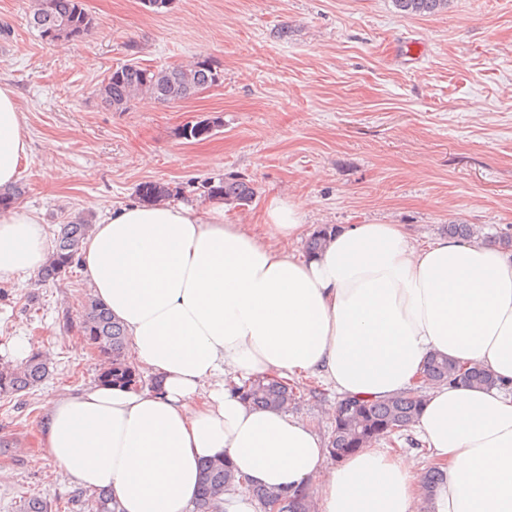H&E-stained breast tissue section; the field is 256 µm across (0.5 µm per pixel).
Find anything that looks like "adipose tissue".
<instances>
[{
  "label": "adipose tissue",
  "mask_w": 512,
  "mask_h": 512,
  "mask_svg": "<svg viewBox=\"0 0 512 512\" xmlns=\"http://www.w3.org/2000/svg\"><path fill=\"white\" fill-rule=\"evenodd\" d=\"M29 151L13 90L0 84V189ZM264 232L225 223L224 201L130 204L95 225L81 264L160 389L91 383L55 398L42 426L54 463L109 489L118 512H189L204 460H229L225 512H252L250 485L311 488L318 512H512V254L399 224H352L314 256L303 203L272 201ZM37 218L0 212V277L37 275ZM434 354L491 371L493 388L439 385L413 430L443 473L425 495L413 455L368 447L337 461L287 409L238 389L257 377L316 376L339 396L384 400L416 386Z\"/></svg>",
  "instance_id": "obj_1"
}]
</instances>
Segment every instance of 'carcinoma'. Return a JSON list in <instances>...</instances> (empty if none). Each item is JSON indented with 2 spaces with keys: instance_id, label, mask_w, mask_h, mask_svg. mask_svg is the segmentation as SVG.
<instances>
[{
  "instance_id": "1",
  "label": "carcinoma",
  "mask_w": 512,
  "mask_h": 512,
  "mask_svg": "<svg viewBox=\"0 0 512 512\" xmlns=\"http://www.w3.org/2000/svg\"><path fill=\"white\" fill-rule=\"evenodd\" d=\"M398 10L406 15L433 14L448 6V0H394ZM29 24L46 33L52 19L64 21L56 29V39L74 42L84 38L95 28V18L83 7L82 0H30ZM220 67L214 61L203 67L169 66L151 69L137 62L116 67L104 79L100 88L101 100L117 112H126L143 98L160 104H170L190 98L198 86L212 84L214 73ZM223 126V118L213 116L184 125L180 136L188 141L205 139ZM208 196H221L225 201L246 204L252 201L254 189L238 178H220L207 182ZM137 193L142 202L153 204L168 200L182 193V189L166 182H145ZM90 225L74 218L59 225L52 252L38 273L44 283L55 282L78 264L84 240ZM333 227H323L314 233L307 243V252L314 255L326 245ZM448 235L466 239L479 238V230L471 224H450ZM80 330L91 346L111 359L110 367L99 374L98 381L112 386H137L142 375L130 360L125 329L120 321L99 301L90 299L84 309ZM50 374V361L39 353L30 356L25 363L13 368H0V396H14L28 391ZM461 382L471 386L493 387L494 376L481 367L461 370L451 359L431 357L422 380L424 385ZM295 387L277 377H258L244 387L243 396L253 405L262 408H281L293 400ZM423 402L422 390L413 388L387 400L342 399L337 403L333 417L330 455L336 459L354 453L375 443L391 440L392 436L411 427L417 420ZM234 484V476L228 462L214 459L201 467L196 512H223L222 495ZM252 495L266 504L271 500L280 503L279 512H311L312 498L308 492L284 495L270 492L259 486L249 487Z\"/></svg>"
}]
</instances>
